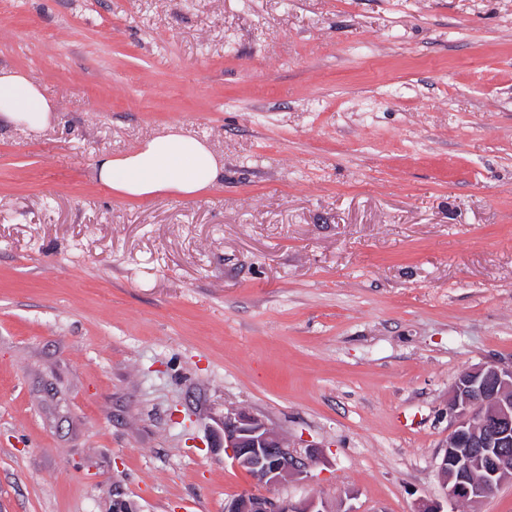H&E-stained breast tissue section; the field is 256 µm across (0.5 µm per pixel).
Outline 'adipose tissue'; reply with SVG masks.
Listing matches in <instances>:
<instances>
[{"mask_svg": "<svg viewBox=\"0 0 512 512\" xmlns=\"http://www.w3.org/2000/svg\"><path fill=\"white\" fill-rule=\"evenodd\" d=\"M52 100L24 71L0 69V121L41 130L51 121ZM99 182L124 200L161 193L192 198L213 188L218 163L202 141L179 132L152 139L119 157H102L95 166Z\"/></svg>", "mask_w": 512, "mask_h": 512, "instance_id": "ef3b65f1", "label": "adipose tissue"}]
</instances>
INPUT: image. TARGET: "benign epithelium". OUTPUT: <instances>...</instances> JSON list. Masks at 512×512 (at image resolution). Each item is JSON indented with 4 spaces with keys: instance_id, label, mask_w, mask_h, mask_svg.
I'll list each match as a JSON object with an SVG mask.
<instances>
[{
    "instance_id": "1",
    "label": "benign epithelium",
    "mask_w": 512,
    "mask_h": 512,
    "mask_svg": "<svg viewBox=\"0 0 512 512\" xmlns=\"http://www.w3.org/2000/svg\"><path fill=\"white\" fill-rule=\"evenodd\" d=\"M452 420L448 449L437 473L446 497L478 504L505 484H512V367L494 364L463 371L448 398ZM214 446L232 456L257 484L275 488L308 477L321 451L288 447L286 438L258 416L244 411L224 414ZM224 512H330L311 496L298 503L271 494L245 491Z\"/></svg>"
}]
</instances>
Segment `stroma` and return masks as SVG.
Segmentation results:
<instances>
[{"label":"stroma","instance_id":"obj_1","mask_svg":"<svg viewBox=\"0 0 512 512\" xmlns=\"http://www.w3.org/2000/svg\"><path fill=\"white\" fill-rule=\"evenodd\" d=\"M0 512H224L229 409L322 457L280 497L449 502L457 376L512 365V0H0ZM224 175L117 199L171 131ZM52 100L24 71L0 69V121L28 130H42L50 124Z\"/></svg>","mask_w":512,"mask_h":512}]
</instances>
